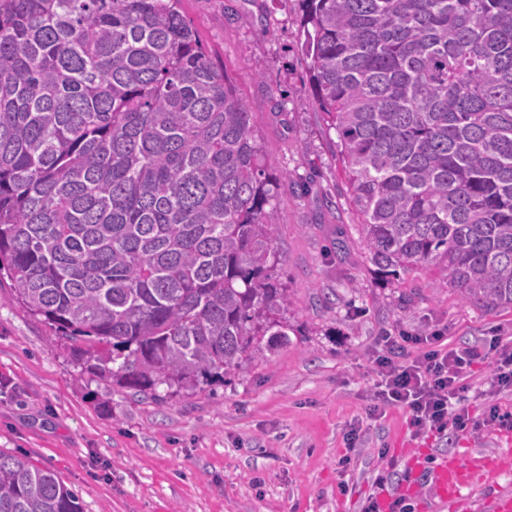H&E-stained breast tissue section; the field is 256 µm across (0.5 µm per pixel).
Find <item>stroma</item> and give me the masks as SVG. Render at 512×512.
Here are the masks:
<instances>
[{
	"mask_svg": "<svg viewBox=\"0 0 512 512\" xmlns=\"http://www.w3.org/2000/svg\"><path fill=\"white\" fill-rule=\"evenodd\" d=\"M214 62L242 90L272 172L287 174L276 276L288 339L193 389L158 399L90 373L0 281V452L54 471L83 512H365L405 497L413 512H488L512 490V430L418 433L398 407L371 412L381 336L442 329L451 347L512 341V306L491 310L438 287L427 270L372 263L336 147L312 101L296 0H180ZM342 249H334L336 240ZM474 365L464 408L512 412ZM349 464H342L343 456ZM492 462L489 481L438 497L409 478L443 462Z\"/></svg>",
	"mask_w": 512,
	"mask_h": 512,
	"instance_id": "1",
	"label": "stroma"
}]
</instances>
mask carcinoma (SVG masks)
I'll list each match as a JSON object with an SVG mask.
<instances>
[{
    "label": "carcinoma",
    "mask_w": 512,
    "mask_h": 512,
    "mask_svg": "<svg viewBox=\"0 0 512 512\" xmlns=\"http://www.w3.org/2000/svg\"><path fill=\"white\" fill-rule=\"evenodd\" d=\"M179 0H0V271L146 397L288 336L251 112ZM315 99L383 272L512 305V0H299ZM0 512H82L0 452Z\"/></svg>",
    "instance_id": "cac0c4a2"
}]
</instances>
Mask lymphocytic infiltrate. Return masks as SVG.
<instances>
[{"mask_svg": "<svg viewBox=\"0 0 512 512\" xmlns=\"http://www.w3.org/2000/svg\"><path fill=\"white\" fill-rule=\"evenodd\" d=\"M443 330L426 334L399 333L385 337L386 355L376 359L379 378L376 397L382 403L405 408L417 430L439 434L463 431L472 419L462 405L464 380L482 355L468 348L443 346ZM421 353L406 359L409 348Z\"/></svg>", "mask_w": 512, "mask_h": 512, "instance_id": "lymphocytic-infiltrate-1", "label": "lymphocytic infiltrate"}]
</instances>
